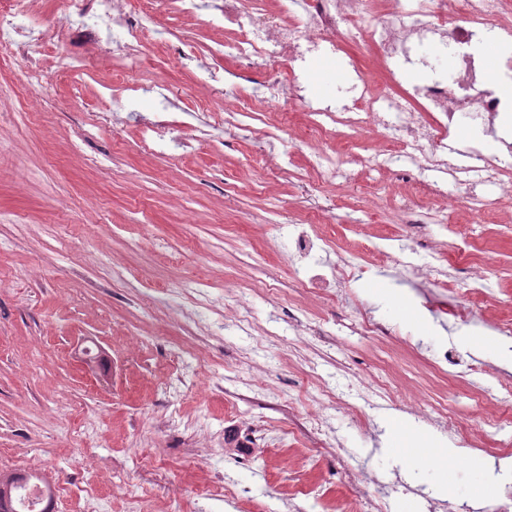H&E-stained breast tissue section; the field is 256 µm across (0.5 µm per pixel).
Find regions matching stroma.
<instances>
[{
  "label": "stroma",
  "instance_id": "stroma-1",
  "mask_svg": "<svg viewBox=\"0 0 512 512\" xmlns=\"http://www.w3.org/2000/svg\"><path fill=\"white\" fill-rule=\"evenodd\" d=\"M202 20L179 16L160 0L141 65L127 74L92 64L79 81L61 78L40 99L6 103L0 121V470L38 472L55 488V512H288L295 479L332 491L328 505L297 499V512H371L376 495L414 512H453L480 483L475 460L500 461L512 444L505 402L512 368L498 353L512 336L493 332L512 322V223L482 221L463 187L430 232L440 262L456 264L466 231L486 247L474 273L447 287L406 280L372 262L335 299L297 282L288 259L291 227L337 225L338 237L377 236L385 249L417 263L429 255L423 236L398 219V191L433 179L403 160L381 172L375 150L384 129L357 135L349 185H323L313 171L317 143L299 139L306 103L324 101L316 84L341 86L375 62L363 42L346 43L309 71L304 101L285 99L259 130L225 126L213 140L167 155L144 146L159 104L127 96L99 123L98 103L119 81L161 85L176 93L170 119L183 121L198 98H222L202 87L183 45L219 41ZM435 71L399 63L384 80L390 97L424 86L460 66L433 53ZM209 67L248 95L263 82L287 79L289 61L249 68L219 56ZM285 160L270 171L269 158ZM484 289L498 310L460 320L469 289ZM383 331L366 335L364 318ZM104 364L86 363L88 343ZM386 389L365 409L367 387ZM339 390L327 430L288 433L321 390ZM482 396L499 424L479 423L468 443L430 423L427 412L447 399L470 416ZM413 439L432 437L466 453L448 470V495L434 497L433 472L417 470L414 451L400 465L383 452L390 424ZM231 482L242 506L202 498Z\"/></svg>",
  "mask_w": 512,
  "mask_h": 512
}]
</instances>
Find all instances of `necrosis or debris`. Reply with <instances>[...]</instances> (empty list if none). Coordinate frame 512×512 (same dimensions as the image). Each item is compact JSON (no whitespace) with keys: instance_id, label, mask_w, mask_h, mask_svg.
Here are the masks:
<instances>
[{"instance_id":"4bbe7bcc","label":"necrosis or debris","mask_w":512,"mask_h":512,"mask_svg":"<svg viewBox=\"0 0 512 512\" xmlns=\"http://www.w3.org/2000/svg\"><path fill=\"white\" fill-rule=\"evenodd\" d=\"M34 0H0V47L36 50L48 40L65 43L74 35L89 34L88 52L82 57L60 54L52 71L33 61L22 66V81L0 85V102L25 92L33 96L47 94L59 77L76 78L102 54L93 33L100 25L118 29L120 36L112 47V64L127 72L139 64L137 49L154 22L152 10L137 8L132 0H58V20L51 31L31 24ZM385 13L389 22L380 26L377 13ZM512 13V0H420L417 10L401 12L396 0H224L209 26L224 28L217 53L238 63L263 57L274 61H307L339 48L342 40H366L383 58H391L407 44L421 41L424 32L438 34L451 44L474 45L484 32L494 30L502 15ZM460 15L465 25L449 26V17ZM350 98L341 108L309 106L311 119L300 135L305 139L321 137L333 126L350 131L381 125L389 112L405 115L403 125L392 127L390 144L374 159L375 166L388 169L401 158L425 162L427 170L444 173L439 182L426 184L427 199L448 197L449 182L490 183L502 194L512 195V155L487 159L480 151L468 152L467 163L448 151L450 125L462 117L493 119L503 100L482 83L469 94L458 95L454 83L437 79L427 84L417 100L405 97L385 98L373 88V78L358 72L349 86ZM378 256L416 274L415 265L405 256H394L375 241L356 243L346 255L336 259V280L354 277L365 255Z\"/></svg>"}]
</instances>
